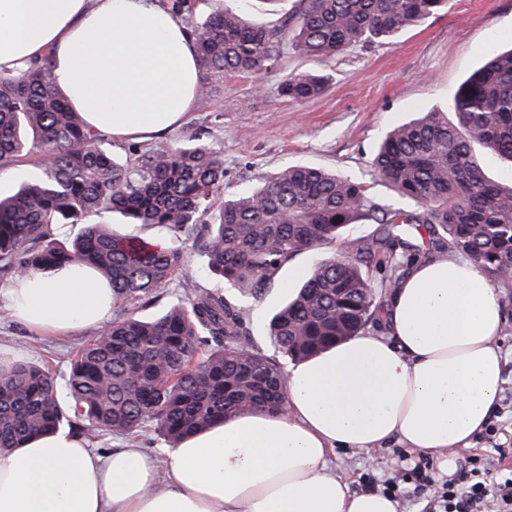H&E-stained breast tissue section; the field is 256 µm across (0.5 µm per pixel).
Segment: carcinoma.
<instances>
[{"label": "carcinoma", "instance_id": "1", "mask_svg": "<svg viewBox=\"0 0 512 512\" xmlns=\"http://www.w3.org/2000/svg\"><path fill=\"white\" fill-rule=\"evenodd\" d=\"M279 28L248 26L218 6L188 23L201 73L200 101L224 89V75H261L279 63L281 36L316 59L357 45H381L436 14L448 0H297ZM327 78L302 73L283 80L279 95L295 102L322 94ZM82 115L52 82L44 56L16 75L0 74V168L25 154L49 156L38 176L0 196V275L89 266L112 284L114 304L141 303L183 272L178 239L155 246L86 220L104 212L178 234L195 227L224 192V155L195 135L183 144L128 150L118 162L97 145ZM512 164V47L490 49L463 81L451 113L425 112L394 127L373 159L377 177L417 209H393L366 186L313 166L291 165L253 190L224 201L206 225L208 269L221 286L200 288L149 320L124 313L77 348L60 396L50 369L30 361L0 368V455L31 437L64 428L88 443L104 434L139 448L143 438L175 445L216 421L264 408L282 413L287 387L280 361L259 352L240 305L225 287L258 301L296 255L341 238L350 224L383 226L400 241L401 225L424 224L448 237L495 284L512 286V185L488 179L474 147ZM56 224H82L67 247ZM338 258L307 270L273 315L268 336L285 359L299 361L361 333L378 309L365 267L376 259L361 239Z\"/></svg>", "mask_w": 512, "mask_h": 512}]
</instances>
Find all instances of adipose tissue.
Here are the masks:
<instances>
[{
	"instance_id": "1",
	"label": "adipose tissue",
	"mask_w": 512,
	"mask_h": 512,
	"mask_svg": "<svg viewBox=\"0 0 512 512\" xmlns=\"http://www.w3.org/2000/svg\"><path fill=\"white\" fill-rule=\"evenodd\" d=\"M50 56L54 82L96 132L148 138L178 126L200 84L193 41L159 0H0V73ZM0 301L29 329L105 328L112 287L41 268ZM385 335L363 333L292 364L284 413L243 412L167 449L100 451L43 435L0 456V512H397L329 471L336 450L395 440L448 472L500 398L498 288L461 256L415 260L388 293Z\"/></svg>"
}]
</instances>
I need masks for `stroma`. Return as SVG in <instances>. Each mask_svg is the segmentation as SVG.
Masks as SVG:
<instances>
[{"mask_svg":"<svg viewBox=\"0 0 512 512\" xmlns=\"http://www.w3.org/2000/svg\"><path fill=\"white\" fill-rule=\"evenodd\" d=\"M219 2L238 11L244 22L265 27L279 25L296 8L295 0H283L280 13L267 14L248 7L244 0H199L197 18H204ZM511 39L512 0H450L447 10L406 29L390 43L355 46L322 62L295 53L285 41L278 66L262 77L226 75L223 92L195 105L183 123L165 136L175 143L198 133L224 154V194L201 216L202 227L212 223L225 197L288 165L335 172L362 182L371 196L413 209V202L398 198L374 175L371 159L377 145L391 126L421 112L447 108L463 78L481 64L487 51ZM310 71L327 75L323 94L303 103L278 95L276 88L286 75ZM202 227L180 238L185 273L155 297L135 305L139 316L153 317L194 289L214 287ZM341 249L340 242L333 241L296 255L261 300L248 303L246 325L261 352L272 354L268 322L304 272ZM91 337L87 331L67 340L44 338L0 312V342L19 350L22 359L59 374L67 371L71 351ZM399 449L395 442L369 453L338 451L329 457L328 466L354 490L363 473L387 477Z\"/></svg>","mask_w":512,"mask_h":512,"instance_id":"obj_1","label":"stroma"}]
</instances>
